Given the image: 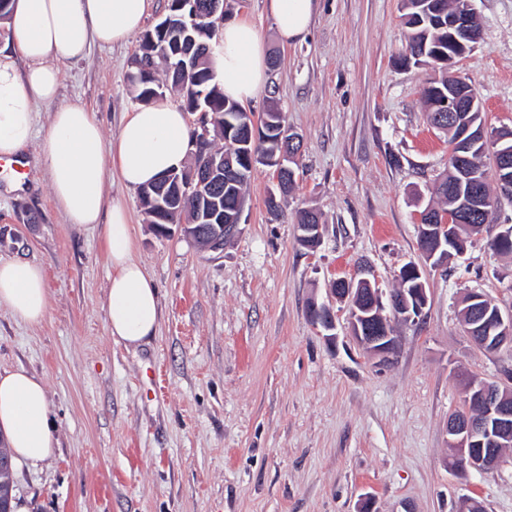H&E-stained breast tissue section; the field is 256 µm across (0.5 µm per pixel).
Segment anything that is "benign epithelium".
<instances>
[{
  "instance_id": "1",
  "label": "benign epithelium",
  "mask_w": 512,
  "mask_h": 512,
  "mask_svg": "<svg viewBox=\"0 0 512 512\" xmlns=\"http://www.w3.org/2000/svg\"><path fill=\"white\" fill-rule=\"evenodd\" d=\"M475 12L473 0H457L454 12L448 15V52L443 55L444 63L452 65L455 59L474 48L481 37V33L473 25ZM167 53L178 59L174 69L179 75L189 74L188 53L180 42L174 40ZM475 100L467 94V89L460 86L448 93V98L442 104V113L434 118L436 126L445 123V118H454L456 112H475ZM488 134L485 125L475 126V123L463 121L458 132L460 149L448 152V159L456 165L462 173L471 170L474 159L471 157L470 146L487 140ZM495 142L500 144L496 150L501 173L512 171V148L503 144V139L497 137ZM197 152L205 155L204 163L185 176L176 174L167 176V179L158 188L154 189V195L147 198L145 206L153 211L157 220L154 224L155 231L160 234L170 232L167 222L171 214H177L184 209L185 192H192L199 198H206L217 183L216 175L224 171V164H233L231 156L221 159L207 153L206 137L195 139ZM295 153L288 148H283L279 158L270 160L267 156L255 151L248 154L251 165L261 161L274 164V187L269 190V196L276 198L277 193L283 188L288 176L294 174L288 161L293 159ZM243 205L236 206L237 215L228 224L213 223V216L207 211L198 213L197 219L192 224H179V231L202 249L217 252L224 249V240L232 235L240 224ZM485 213L483 192L479 184H473L468 199L463 200L454 208L441 213L440 223L426 225L425 231H435L439 235L448 234V229L456 224H464L474 214ZM334 293L343 301L349 303V329L351 335L358 344L370 354L377 356L383 362H389L396 353L397 344L391 340V336L383 335L378 325L374 323L372 315L368 311L372 306L361 309L362 287L370 289L372 298H383L381 289L372 285L366 278L337 279ZM428 302V289L421 288L419 293L408 295L400 291L397 296H389L384 306L391 310L397 320L409 323L416 320L422 314ZM309 318L312 324L320 329L326 336L336 329V312L333 307L320 303L313 299L309 305ZM486 321L480 317H473L470 325L465 327V332L472 337L487 331L495 333V341L482 335L476 344L480 347H489L494 352L502 346L512 345V312L505 313L501 310L495 313L493 325L485 328ZM477 404L481 407V415L470 416V406ZM448 443L454 448L455 454L452 466L466 469L471 468L484 472L496 468L503 458V449L512 447V388L505 385L489 386L486 383L474 384L469 388L468 398L463 410L453 414L448 422Z\"/></svg>"
}]
</instances>
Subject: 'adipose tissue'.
Masks as SVG:
<instances>
[{
  "mask_svg": "<svg viewBox=\"0 0 512 512\" xmlns=\"http://www.w3.org/2000/svg\"><path fill=\"white\" fill-rule=\"evenodd\" d=\"M151 0H13L7 20L15 48L0 49V158L17 157L33 139L37 104L53 105L39 158L50 178L51 197L68 223L97 224L103 232L112 273L106 311L112 338L138 347L154 336L161 314L156 285L133 256L125 206L105 188L127 189L157 182L183 169L189 157L184 112L156 99L128 112L118 133L105 140L96 113L79 104L56 105L58 61L81 58L92 44H125L145 23ZM317 0H265L281 42L301 41L309 32ZM27 62L18 70L17 58ZM212 68L226 97L245 103L268 80L265 45L247 21L219 30ZM49 290L41 265L0 260V309L35 324L48 309ZM0 441L19 465H37L56 448L54 423L42 378L24 369L0 371Z\"/></svg>",
  "mask_w": 512,
  "mask_h": 512,
  "instance_id": "adipose-tissue-1",
  "label": "adipose tissue"
}]
</instances>
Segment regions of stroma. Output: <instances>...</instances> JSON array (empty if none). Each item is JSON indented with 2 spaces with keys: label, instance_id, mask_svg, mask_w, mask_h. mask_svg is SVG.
<instances>
[{
  "label": "stroma",
  "instance_id": "1",
  "mask_svg": "<svg viewBox=\"0 0 512 512\" xmlns=\"http://www.w3.org/2000/svg\"><path fill=\"white\" fill-rule=\"evenodd\" d=\"M227 2L225 21L248 20L279 55L245 109L277 106L301 137L296 186L273 218V170L257 166L218 252L157 235L138 190L110 188L160 293L148 343L111 337L102 231L66 222L45 168L31 164L19 190L0 186V259L39 263L50 296L37 324L0 310V371L44 379L58 440L50 460L15 468L16 501L27 512H358L369 497L373 512H467L475 499L512 512V448L496 470L463 473L447 433L467 378L512 377V348L477 347L458 316L473 291L512 310V255L492 245L512 202L447 265L425 262L417 218L448 168V141L426 121L428 69L398 62L401 0H318L309 35L288 46L263 0ZM473 7L482 36L453 69L472 81L487 129L512 128V0ZM139 53L135 35L61 61L58 104L87 106L116 135L138 105L128 77ZM310 209L323 224L314 250L298 241ZM412 261L429 301L417 325L397 326L385 364L350 335L330 286L366 277L389 292ZM314 299L333 304L334 338L310 322Z\"/></svg>",
  "mask_w": 512,
  "mask_h": 512
}]
</instances>
